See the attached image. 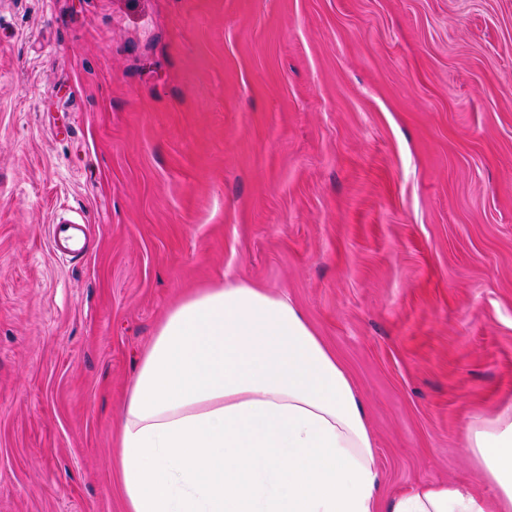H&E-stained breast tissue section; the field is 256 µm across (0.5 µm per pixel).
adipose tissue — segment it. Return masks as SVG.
<instances>
[{
    "label": "adipose tissue",
    "instance_id": "adipose-tissue-1",
    "mask_svg": "<svg viewBox=\"0 0 512 512\" xmlns=\"http://www.w3.org/2000/svg\"><path fill=\"white\" fill-rule=\"evenodd\" d=\"M487 491L380 497L350 378L297 305L227 281L183 298L142 357L117 427L126 512H512V414L468 427Z\"/></svg>",
    "mask_w": 512,
    "mask_h": 512
}]
</instances>
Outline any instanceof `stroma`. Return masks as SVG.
Masks as SVG:
<instances>
[{
    "mask_svg": "<svg viewBox=\"0 0 512 512\" xmlns=\"http://www.w3.org/2000/svg\"><path fill=\"white\" fill-rule=\"evenodd\" d=\"M221 280L336 355L383 496L478 482L465 430L512 409V0H0V512H126L139 358ZM86 224H56L54 225V232L52 241L53 247L68 248L69 252L74 255H79L84 251V246L81 245V240L77 236L79 233H83L82 228H87ZM69 231H73L74 234L66 235ZM71 241V243H68Z\"/></svg>",
    "mask_w": 512,
    "mask_h": 512,
    "instance_id": "35a3bbf8",
    "label": "stroma"
}]
</instances>
